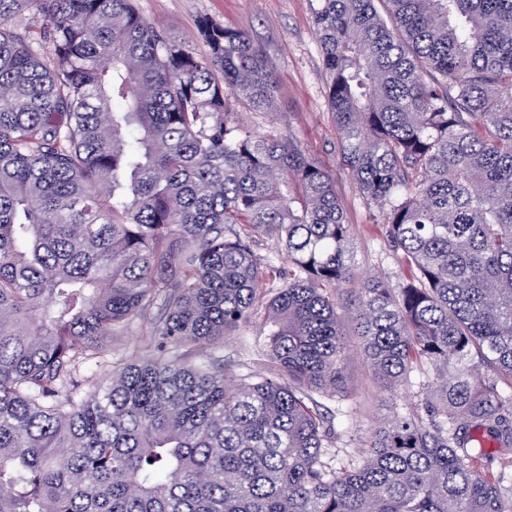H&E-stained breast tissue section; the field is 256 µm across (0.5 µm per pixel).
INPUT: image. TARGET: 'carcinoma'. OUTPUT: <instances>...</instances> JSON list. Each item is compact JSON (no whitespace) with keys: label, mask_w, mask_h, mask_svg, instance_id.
Listing matches in <instances>:
<instances>
[{"label":"carcinoma","mask_w":512,"mask_h":512,"mask_svg":"<svg viewBox=\"0 0 512 512\" xmlns=\"http://www.w3.org/2000/svg\"><path fill=\"white\" fill-rule=\"evenodd\" d=\"M314 19L395 287L357 278L328 171L238 122L275 92L247 33L202 17L199 55L134 0H0V512H512V0ZM270 283L277 376L182 360ZM154 309L153 355L76 400V367ZM350 336L381 393L432 382L336 470L313 393L344 391Z\"/></svg>","instance_id":"obj_1"}]
</instances>
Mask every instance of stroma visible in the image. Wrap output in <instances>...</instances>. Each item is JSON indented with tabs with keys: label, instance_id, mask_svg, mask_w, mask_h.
Returning <instances> with one entry per match:
<instances>
[{
	"label": "stroma",
	"instance_id": "1",
	"mask_svg": "<svg viewBox=\"0 0 512 512\" xmlns=\"http://www.w3.org/2000/svg\"><path fill=\"white\" fill-rule=\"evenodd\" d=\"M314 0H136L140 14L173 39L189 42L196 53V24L208 17L250 33L275 66L274 104L266 112L240 111L241 122L264 134H287L331 175L344 215L353 228V247L359 270L396 285L407 274L389 246L386 230L377 224L371 207L347 173L340 152L336 123L325 93L326 76L315 36ZM154 314L137 319L112 341L108 361L145 358ZM264 316L256 314L235 336L214 346L186 345L188 359L209 354L228 376L247 378L274 371L262 336ZM332 431L325 440V459L334 467L358 459L379 421L388 415L392 400L382 396L368 371L358 342H351L346 362L345 394L317 397Z\"/></svg>",
	"mask_w": 512,
	"mask_h": 512
}]
</instances>
